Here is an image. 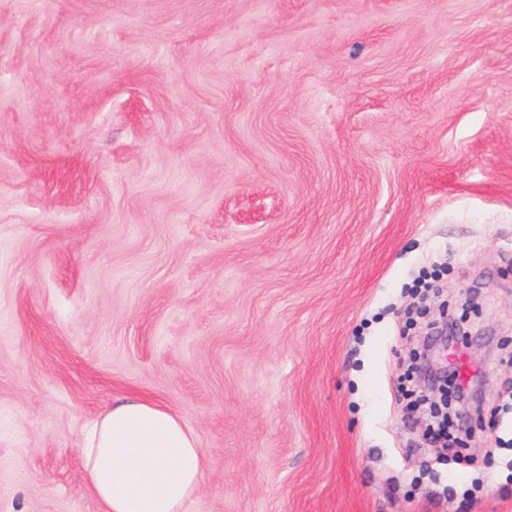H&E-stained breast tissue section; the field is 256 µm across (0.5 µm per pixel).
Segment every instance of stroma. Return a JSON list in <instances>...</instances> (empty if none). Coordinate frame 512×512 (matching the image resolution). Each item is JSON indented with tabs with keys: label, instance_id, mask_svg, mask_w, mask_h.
<instances>
[{
	"label": "stroma",
	"instance_id": "35a3bbf8",
	"mask_svg": "<svg viewBox=\"0 0 512 512\" xmlns=\"http://www.w3.org/2000/svg\"><path fill=\"white\" fill-rule=\"evenodd\" d=\"M133 395L185 512H512V0H0V512H100ZM82 456L101 512H184L208 467L182 418L138 396L96 417L84 433Z\"/></svg>",
	"mask_w": 512,
	"mask_h": 512
}]
</instances>
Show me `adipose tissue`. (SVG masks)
<instances>
[{
  "label": "adipose tissue",
  "instance_id": "ef3b65f1",
  "mask_svg": "<svg viewBox=\"0 0 512 512\" xmlns=\"http://www.w3.org/2000/svg\"><path fill=\"white\" fill-rule=\"evenodd\" d=\"M82 456L101 512H184L208 466L181 417L138 396L96 417L84 434Z\"/></svg>",
  "mask_w": 512,
  "mask_h": 512
}]
</instances>
